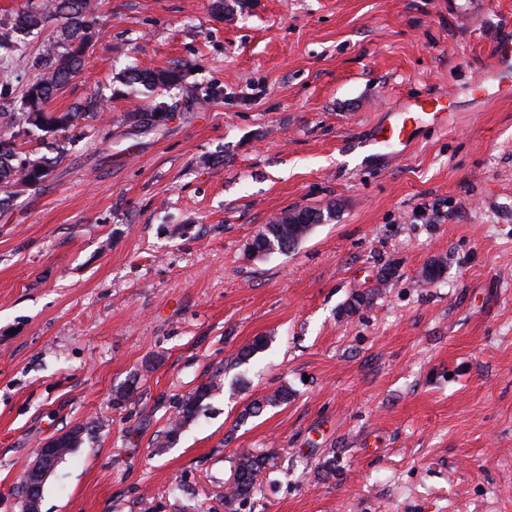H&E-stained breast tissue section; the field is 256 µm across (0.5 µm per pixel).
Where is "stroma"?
Masks as SVG:
<instances>
[{
    "label": "stroma",
    "mask_w": 512,
    "mask_h": 512,
    "mask_svg": "<svg viewBox=\"0 0 512 512\" xmlns=\"http://www.w3.org/2000/svg\"><path fill=\"white\" fill-rule=\"evenodd\" d=\"M449 1L98 0L105 24L52 107L108 108L18 130L67 152L0 205V512L78 425L41 512H228L237 455L262 450L276 464L238 512H512V98L472 91L512 0ZM60 35L14 57L0 110ZM168 67L183 80L155 99L121 78ZM422 94L450 101L448 126L419 113L405 153L363 165L354 143ZM157 99L166 120H130ZM301 208L332 217L252 255ZM214 377L156 453L174 398ZM284 385L288 404L245 416Z\"/></svg>",
    "instance_id": "1"
}]
</instances>
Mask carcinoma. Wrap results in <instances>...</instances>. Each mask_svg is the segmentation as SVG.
I'll return each instance as SVG.
<instances>
[{"label": "carcinoma", "instance_id": "carcinoma-1", "mask_svg": "<svg viewBox=\"0 0 512 512\" xmlns=\"http://www.w3.org/2000/svg\"><path fill=\"white\" fill-rule=\"evenodd\" d=\"M64 19L62 37L43 45L37 67L39 73L25 86L18 112H1L0 128L23 126L28 130L46 133L65 132L76 126L79 120L95 119L106 107V100L90 97L65 112L49 108L57 93L82 72L85 56L91 47L87 31L103 25L98 3L95 0H44L20 12L9 25L0 26V47L7 45L18 54L25 53L22 38L40 31L51 19ZM14 71L8 58L0 57V96L12 89ZM181 74L175 67L158 70H129L123 74L124 82L149 97L155 92L175 86ZM53 155L34 154L22 150L15 143V134L0 133V187L36 188L41 185L47 171L53 169L64 154V146L52 149ZM279 239L300 242L307 235L306 227L291 224L289 219L275 221ZM268 345V339L257 337L238 352V360L245 364ZM219 389L218 383L208 381L192 392L174 400L177 418L163 434L158 451L163 452L179 438L182 429L197 419L204 402ZM292 392L284 386L275 393L254 399L245 410L247 416H257L267 408L288 403ZM83 429L74 428L65 434V441L56 450V460H62L77 448L83 440ZM269 462L263 453H243L235 462L238 480L232 487L226 503L233 506L249 498L254 481Z\"/></svg>", "mask_w": 512, "mask_h": 512}]
</instances>
